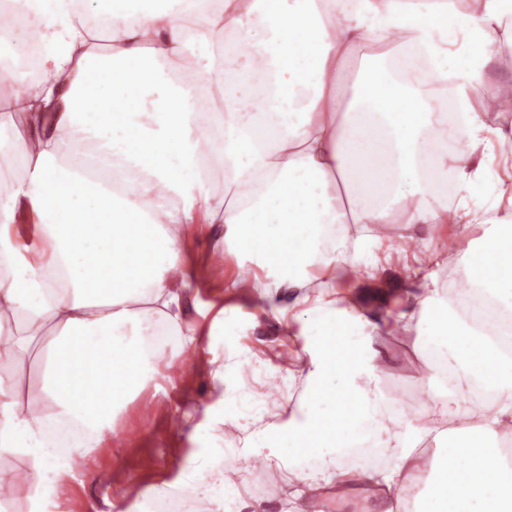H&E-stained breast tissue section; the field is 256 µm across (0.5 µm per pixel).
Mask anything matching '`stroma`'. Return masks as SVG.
<instances>
[{
    "mask_svg": "<svg viewBox=\"0 0 512 512\" xmlns=\"http://www.w3.org/2000/svg\"><path fill=\"white\" fill-rule=\"evenodd\" d=\"M427 242L421 255L427 270L447 275L458 264L456 245L445 227H407L389 224L376 250L383 272L393 283H400L406 265L408 235ZM224 227L220 224H189L183 227L180 248L187 261L202 266L220 262V269L205 287H190L180 293V304L186 326L196 334L198 351L195 359L175 360L160 389H148L130 403L117 422V433L105 444L92 450L65 485L67 512H141L139 500L117 501L114 491L132 485L138 491L161 489L176 484L181 472L190 467L202 450L189 438L190 430L206 425L218 406V395L210 378L224 356L210 335L219 310L231 313L228 326L232 341L241 349L266 359L268 367L261 378L271 388L267 406L270 420L280 422L288 417V397L299 394V387L288 384L271 349H301L302 337L288 331L278 322V311L288 304L287 292H280L273 309L260 310L251 299V289L234 291L232 284L251 268L249 256L225 250ZM380 345L388 357L390 382L406 389L414 375L424 367L415 350L422 342L415 328H403L382 337Z\"/></svg>",
    "mask_w": 512,
    "mask_h": 512,
    "instance_id": "stroma-1",
    "label": "stroma"
}]
</instances>
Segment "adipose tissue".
<instances>
[{"label":"adipose tissue","instance_id":"obj_1","mask_svg":"<svg viewBox=\"0 0 512 512\" xmlns=\"http://www.w3.org/2000/svg\"><path fill=\"white\" fill-rule=\"evenodd\" d=\"M0 84V473L23 475L28 512L57 502L166 350L194 353L184 224L223 225L266 273L258 299L293 289L318 316L287 421L233 395L192 440L223 447L235 423L248 447L278 444L289 512L353 478L383 512H512V0H0ZM397 222L448 225L461 279L408 267L380 321L377 231ZM337 283L348 307L305 293ZM398 323L425 351L414 416L380 405L378 338ZM29 350L35 390L16 376ZM141 498L264 512L220 466Z\"/></svg>","mask_w":512,"mask_h":512}]
</instances>
